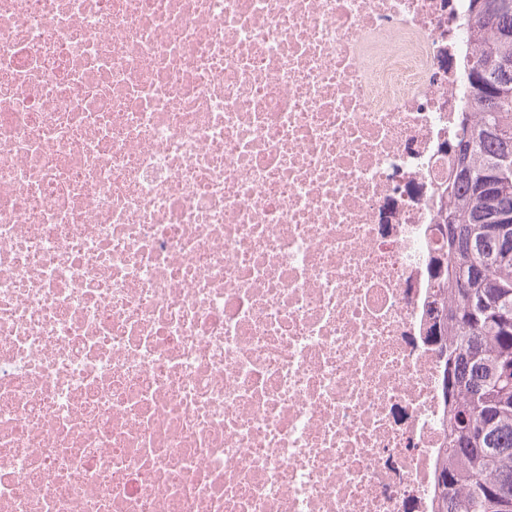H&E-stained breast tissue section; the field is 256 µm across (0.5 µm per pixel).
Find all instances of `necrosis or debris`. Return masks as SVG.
I'll use <instances>...</instances> for the list:
<instances>
[{
    "instance_id": "obj_1",
    "label": "necrosis or debris",
    "mask_w": 512,
    "mask_h": 512,
    "mask_svg": "<svg viewBox=\"0 0 512 512\" xmlns=\"http://www.w3.org/2000/svg\"><path fill=\"white\" fill-rule=\"evenodd\" d=\"M467 7L0 0V512H435Z\"/></svg>"
}]
</instances>
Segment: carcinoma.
Returning a JSON list of instances; mask_svg holds the SVG:
<instances>
[{
	"instance_id": "1",
	"label": "carcinoma",
	"mask_w": 512,
	"mask_h": 512,
	"mask_svg": "<svg viewBox=\"0 0 512 512\" xmlns=\"http://www.w3.org/2000/svg\"><path fill=\"white\" fill-rule=\"evenodd\" d=\"M468 26L470 93L451 145L446 243L430 263L448 439L437 512H512V385L498 383L512 365V222L507 245L486 236L503 211L512 213V179L492 187L498 170L512 173V70L488 69L491 58L512 63V0H469Z\"/></svg>"
}]
</instances>
